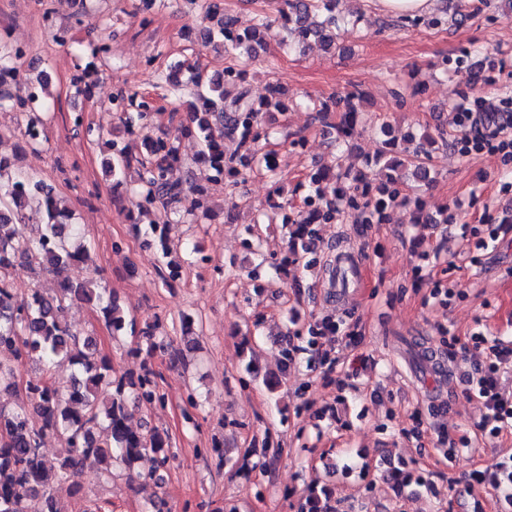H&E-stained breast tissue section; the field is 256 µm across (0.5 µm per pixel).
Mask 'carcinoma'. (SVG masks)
I'll return each mask as SVG.
<instances>
[{"instance_id":"carcinoma-1","label":"carcinoma","mask_w":512,"mask_h":512,"mask_svg":"<svg viewBox=\"0 0 512 512\" xmlns=\"http://www.w3.org/2000/svg\"><path fill=\"white\" fill-rule=\"evenodd\" d=\"M329 2L282 0L287 36L299 43L317 41L327 50L336 48L339 32L359 20L339 21L331 14ZM187 3L199 10L203 19L217 20V27L209 30L208 44L223 47L229 62L223 75L217 77L199 66L185 68L179 64L175 71L186 73V82L161 72L157 87L176 97L184 86H192L203 112L193 113L190 123L179 125L173 133L145 136L143 152L137 156L121 141L110 139V131L91 126L86 129L87 135L104 139L111 147L106 171L112 188L126 183L127 172L133 168L143 201L164 210L163 228L150 224L144 235L160 238L165 256L170 252L172 226L194 222L209 210L204 189L192 171L183 179L174 177V171L185 166L181 138L196 137L200 146L197 162L214 178L220 176L235 186L260 168L275 181L279 175L276 154L260 153L261 141L269 138L263 115L288 111V97L281 87H273L269 96L256 101L244 84L245 68L259 44V28H268L265 18L258 19V26L240 31L235 18L224 12V0ZM19 60L12 45L0 41V108L16 102L26 107L20 134L36 145L43 132L41 111L48 80L42 71L22 69ZM339 108L338 144L348 138L361 112L360 95L348 92L313 105L321 119ZM115 109L125 131L132 135L136 129L146 128L153 106L133 93L116 98ZM227 137L237 140L232 154L224 152ZM384 144L385 150L375 159L385 170L386 193L381 196L370 194L364 171L343 167L339 156L333 164L307 170L309 191L303 210L291 220L295 228L291 229L282 264L303 260L316 237V225L336 221L346 208L353 210L354 223L372 224L387 210L410 203L402 191L411 179H430L429 162L438 141L429 133L412 136L400 159L392 156L390 141ZM89 260L88 249L50 185L25 173L0 181V392L14 399L12 407L0 401V512H58L56 495L63 490L72 496L80 493L77 477L90 459L110 476L117 466L128 473L135 471L149 456L154 461L153 470L138 477L157 483L160 472L167 470L173 458L167 433L156 429L144 433L129 426L135 410L165 402L157 374L146 368L137 377H112L111 360L99 352L96 338L78 332L67 320L68 308L83 303L96 310L113 335L134 328L112 292L93 276L77 282L60 279L51 293L36 288L18 292L6 285L19 264L56 276L74 263ZM137 339L136 351L146 359L166 350L165 337L156 335L154 327L140 331ZM33 360L42 365V373L18 386L20 372ZM57 364L75 370L66 393L50 383L51 370ZM48 437L62 443V455L54 465L43 455Z\"/></svg>"}]
</instances>
